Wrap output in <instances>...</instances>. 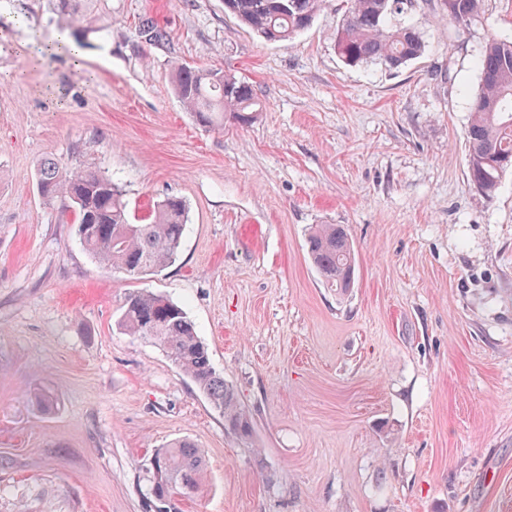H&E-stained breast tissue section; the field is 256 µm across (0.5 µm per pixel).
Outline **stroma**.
<instances>
[{
  "label": "stroma",
  "mask_w": 512,
  "mask_h": 512,
  "mask_svg": "<svg viewBox=\"0 0 512 512\" xmlns=\"http://www.w3.org/2000/svg\"><path fill=\"white\" fill-rule=\"evenodd\" d=\"M342 5L267 42L224 0H88L77 67L46 51L50 0H0V512H142L138 478L179 438L208 464L180 512H512V171L477 192L466 144L475 58L512 38V0L463 30L417 0L397 21L426 50L397 71L341 61ZM176 61L252 83L261 111L197 125ZM49 157L104 168L137 222L182 198L175 263L99 267L38 193ZM315 224L349 230L347 294L308 257ZM141 289L193 321L249 439L120 330Z\"/></svg>",
  "instance_id": "35a3bbf8"
}]
</instances>
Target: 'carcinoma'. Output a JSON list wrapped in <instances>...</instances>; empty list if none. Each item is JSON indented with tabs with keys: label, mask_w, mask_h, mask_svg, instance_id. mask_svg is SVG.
Segmentation results:
<instances>
[{
	"label": "carcinoma",
	"mask_w": 512,
	"mask_h": 512,
	"mask_svg": "<svg viewBox=\"0 0 512 512\" xmlns=\"http://www.w3.org/2000/svg\"><path fill=\"white\" fill-rule=\"evenodd\" d=\"M85 0H54L75 39L85 33ZM324 0H224L239 21L270 42L292 38L306 29ZM414 0H348L336 52L350 66L378 63L397 71L425 50L422 33L413 26L392 24V17ZM484 0H442L440 10L459 27L479 16ZM145 42L159 45L168 32L151 17L139 23ZM477 65L481 86L474 99L468 129V181L490 196L502 174L512 169V39L490 37ZM174 90L199 125L224 127V119L249 123L262 102L252 84L228 73L177 65ZM39 194L59 203L61 213L78 224L87 252L104 268L127 279H140L176 261L186 227V205L166 197L148 219L132 222L122 190L99 168H66L54 158L41 162L36 173ZM308 255L322 280L339 293L354 287L356 261L343 224H319L306 239ZM120 324L125 331L159 345L172 363L195 383L224 415V428L238 437L252 434L250 416L234 389L211 363L207 346L185 311L167 297L150 291L125 299ZM206 461L188 439L158 450L145 469L144 512H177L173 496L191 497L203 490Z\"/></svg>",
	"instance_id": "1"
}]
</instances>
